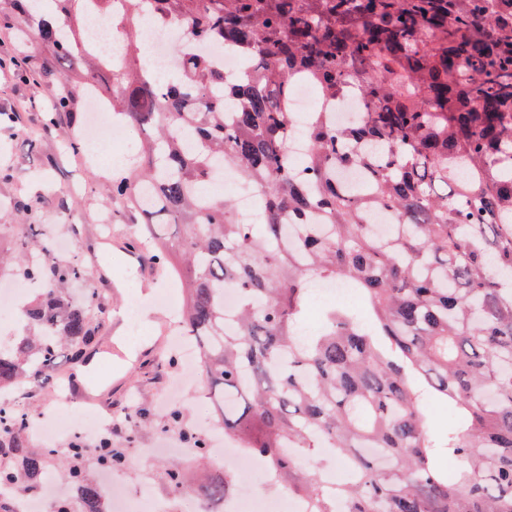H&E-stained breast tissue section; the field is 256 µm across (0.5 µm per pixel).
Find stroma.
<instances>
[{
  "instance_id": "1",
  "label": "stroma",
  "mask_w": 512,
  "mask_h": 512,
  "mask_svg": "<svg viewBox=\"0 0 512 512\" xmlns=\"http://www.w3.org/2000/svg\"><path fill=\"white\" fill-rule=\"evenodd\" d=\"M16 48L27 69H41L44 55L35 48L27 26H1L0 57H11ZM57 91L55 83L28 84L10 67H0V112L19 115L17 127L0 128V167L13 174L10 182L0 181V246L10 247L21 236L22 203L33 206V222L44 225L50 239L72 242L71 250L56 252L61 262H82L84 249L95 241L97 224L109 218L111 252L101 254L95 272L71 284L69 291L80 301L87 289H99L111 310L95 348L100 363L89 378L104 398L102 412L117 423L123 421L128 404L139 409L127 432L129 466L115 471L112 483L131 496L146 489L162 494L168 490L160 474L162 459L146 461L140 453L165 436L156 407L169 395L174 372L164 357L173 342L165 335L167 314L157 297L171 285L170 266L135 250L138 227L128 223L112 199V180L119 171L109 160L122 157L123 146H101L93 157L70 152L71 140L80 137L86 125L87 104L75 102L57 131L44 134L39 115L50 108ZM177 404L187 410L189 426L200 430L211 427L221 409L202 381Z\"/></svg>"
}]
</instances>
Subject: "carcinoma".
Wrapping results in <instances>:
<instances>
[{
	"label": "carcinoma",
	"mask_w": 512,
	"mask_h": 512,
	"mask_svg": "<svg viewBox=\"0 0 512 512\" xmlns=\"http://www.w3.org/2000/svg\"><path fill=\"white\" fill-rule=\"evenodd\" d=\"M12 2L50 54L32 81L90 56L112 84V115L142 133V167L113 181L112 195L181 279L182 335L198 345L210 389L231 401L224 436L263 458L308 512H512V0H154L158 21L183 26L163 87L132 58L114 67L85 46L88 17L109 0H50L40 13V0ZM127 3L117 23L129 55L145 0ZM211 42L248 67L227 75L201 49ZM88 77L59 81L45 131L84 98ZM299 82L318 96L300 166L288 111ZM351 92L364 111L338 126L329 108ZM228 165L260 223L202 190ZM158 213L184 228L174 241ZM377 213L390 219L384 232ZM16 247L11 274L41 285L19 316L39 332L0 341V388L26 399L94 344L91 312L104 303L93 288L81 302L66 294L87 269L52 257L44 225H25ZM336 281L356 289L367 319L334 307L319 333L302 335L312 285ZM227 288L238 293L232 313ZM431 396L458 410L446 434L426 426ZM164 427L208 462V437L181 410ZM27 433L20 405L0 403V486L25 490L57 457L83 512H102L83 463L123 466L119 443L75 440L60 453ZM317 448L349 459L345 482L298 472L296 454ZM440 448L458 464L455 482ZM164 479L185 487L184 467ZM234 490L215 468L194 493L215 503Z\"/></svg>",
	"instance_id": "cac0c4a2"
}]
</instances>
